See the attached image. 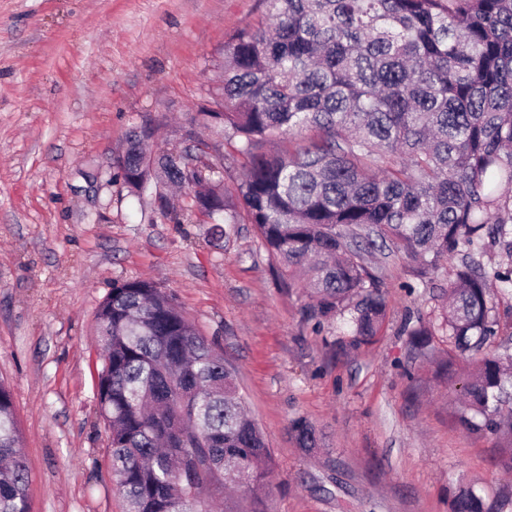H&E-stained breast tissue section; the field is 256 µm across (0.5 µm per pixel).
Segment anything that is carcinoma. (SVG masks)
Here are the masks:
<instances>
[{
    "label": "carcinoma",
    "mask_w": 512,
    "mask_h": 512,
    "mask_svg": "<svg viewBox=\"0 0 512 512\" xmlns=\"http://www.w3.org/2000/svg\"><path fill=\"white\" fill-rule=\"evenodd\" d=\"M255 23L224 43L222 112L245 173L239 218L221 185L202 205L224 223L254 227L288 276L311 290L319 325L349 314V345L377 336L386 309L374 248L399 251L418 276L457 259L442 314L460 356L474 423L512 462V341L496 335L489 285L512 287V267L490 272L487 243L512 255V0H263ZM145 151L132 130L118 174L131 191L178 183L181 162ZM101 414L112 476L126 512H211V491L245 481L224 512H269L267 442L244 410L231 367L173 296L148 280L112 288L99 306ZM299 443L316 438L303 420ZM29 470L11 388L0 380V512H30ZM455 512H487L473 486Z\"/></svg>",
    "instance_id": "cac0c4a2"
}]
</instances>
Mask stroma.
<instances>
[{"instance_id": "35a3bbf8", "label": "stroma", "mask_w": 512, "mask_h": 512, "mask_svg": "<svg viewBox=\"0 0 512 512\" xmlns=\"http://www.w3.org/2000/svg\"><path fill=\"white\" fill-rule=\"evenodd\" d=\"M261 0H0V380L13 393L31 512H124L100 413L95 314L113 284L156 282L237 376L274 459L271 512H452L461 486L512 512V466L466 428L460 355L440 329L445 264L366 263L387 298L379 334L345 345L314 325L252 225L215 238L184 192L134 195L117 175L133 127L153 151H196L235 191L243 160L213 106L224 44ZM433 329L413 349L406 327ZM304 420L316 445L292 429Z\"/></svg>"}]
</instances>
